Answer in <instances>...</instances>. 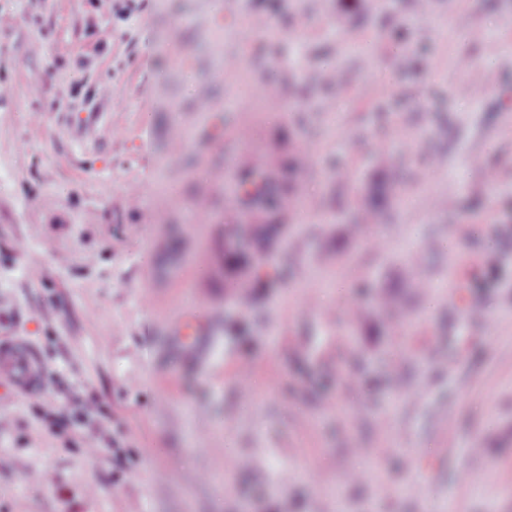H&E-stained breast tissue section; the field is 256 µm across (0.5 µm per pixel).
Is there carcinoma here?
Segmentation results:
<instances>
[{
  "label": "carcinoma",
  "mask_w": 512,
  "mask_h": 512,
  "mask_svg": "<svg viewBox=\"0 0 512 512\" xmlns=\"http://www.w3.org/2000/svg\"><path fill=\"white\" fill-rule=\"evenodd\" d=\"M308 166L304 155L288 159L286 171L275 172L260 159L242 164L233 174L238 212L224 223L225 299L233 306L249 304L251 289L280 278L273 263L274 252L292 223L291 209L299 192V177ZM397 178L390 167L371 182L356 219L358 224L380 221L378 205L389 201Z\"/></svg>",
  "instance_id": "cac0c4a2"
}]
</instances>
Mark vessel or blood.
Returning <instances> with one entry per match:
<instances>
[{"label": "vessel or blood", "mask_w": 512, "mask_h": 512, "mask_svg": "<svg viewBox=\"0 0 512 512\" xmlns=\"http://www.w3.org/2000/svg\"><path fill=\"white\" fill-rule=\"evenodd\" d=\"M46 366L32 348L20 341L0 342V388L13 395L40 392Z\"/></svg>", "instance_id": "1"}]
</instances>
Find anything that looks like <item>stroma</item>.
<instances>
[{"label": "stroma", "mask_w": 512, "mask_h": 512, "mask_svg": "<svg viewBox=\"0 0 512 512\" xmlns=\"http://www.w3.org/2000/svg\"><path fill=\"white\" fill-rule=\"evenodd\" d=\"M136 5L0 0V512H512V0ZM298 152L228 308L222 175ZM397 178L393 174L391 167L382 169V176L373 180L367 194L364 196L361 208L356 219L357 224H376L380 221V211L378 205L381 201L388 202ZM46 366L32 348L21 341L0 342V388L13 395L40 392Z\"/></svg>", "instance_id": "obj_1"}]
</instances>
